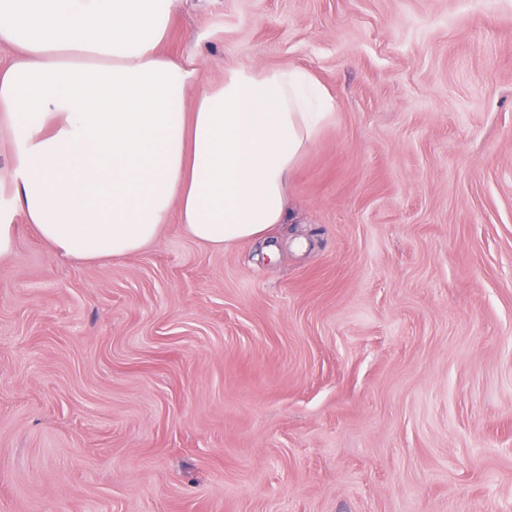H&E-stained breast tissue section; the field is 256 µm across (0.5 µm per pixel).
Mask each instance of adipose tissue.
<instances>
[{"mask_svg": "<svg viewBox=\"0 0 512 512\" xmlns=\"http://www.w3.org/2000/svg\"><path fill=\"white\" fill-rule=\"evenodd\" d=\"M179 0H0V257L14 215L81 261L125 256L177 215L217 248L284 223L288 178L335 104L301 67L235 68L218 85L161 54Z\"/></svg>", "mask_w": 512, "mask_h": 512, "instance_id": "obj_1", "label": "adipose tissue"}]
</instances>
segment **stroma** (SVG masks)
I'll return each instance as SVG.
<instances>
[{
  "label": "stroma",
  "mask_w": 512,
  "mask_h": 512,
  "mask_svg": "<svg viewBox=\"0 0 512 512\" xmlns=\"http://www.w3.org/2000/svg\"><path fill=\"white\" fill-rule=\"evenodd\" d=\"M164 50L336 119L265 244L15 215L0 512H512V0H180Z\"/></svg>",
  "instance_id": "35a3bbf8"
}]
</instances>
